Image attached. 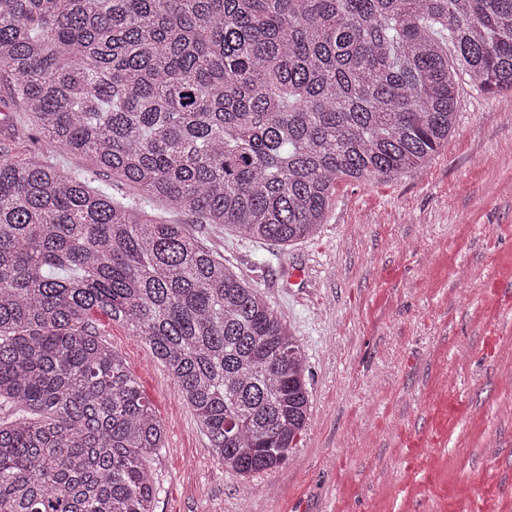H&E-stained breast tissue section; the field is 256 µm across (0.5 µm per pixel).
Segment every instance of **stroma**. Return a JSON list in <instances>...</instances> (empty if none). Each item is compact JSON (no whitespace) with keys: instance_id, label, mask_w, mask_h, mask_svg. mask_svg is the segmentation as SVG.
<instances>
[{"instance_id":"35a3bbf8","label":"stroma","mask_w":512,"mask_h":512,"mask_svg":"<svg viewBox=\"0 0 512 512\" xmlns=\"http://www.w3.org/2000/svg\"><path fill=\"white\" fill-rule=\"evenodd\" d=\"M154 213L257 284L306 354L311 402L288 460L238 477L146 340L96 314L165 432L154 512H512V91L460 81L426 166L339 182L284 250Z\"/></svg>"}]
</instances>
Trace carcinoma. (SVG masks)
Here are the masks:
<instances>
[{
  "mask_svg": "<svg viewBox=\"0 0 512 512\" xmlns=\"http://www.w3.org/2000/svg\"><path fill=\"white\" fill-rule=\"evenodd\" d=\"M450 49L477 89L512 90V0H0V128L89 164L0 138V512H153L164 430L96 313L148 341L224 470L287 461L310 415L298 339L147 208L313 236L338 182L448 143Z\"/></svg>",
  "mask_w": 512,
  "mask_h": 512,
  "instance_id": "carcinoma-1",
  "label": "carcinoma"
}]
</instances>
